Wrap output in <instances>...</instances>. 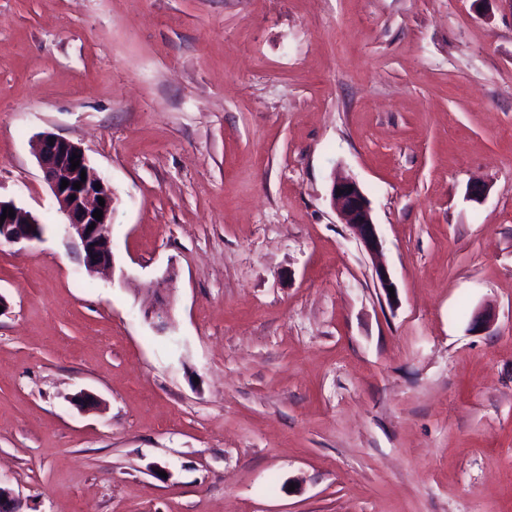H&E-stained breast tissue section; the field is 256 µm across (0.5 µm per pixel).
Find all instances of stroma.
I'll list each match as a JSON object with an SVG mask.
<instances>
[{
	"instance_id": "1",
	"label": "stroma",
	"mask_w": 512,
	"mask_h": 512,
	"mask_svg": "<svg viewBox=\"0 0 512 512\" xmlns=\"http://www.w3.org/2000/svg\"><path fill=\"white\" fill-rule=\"evenodd\" d=\"M40 132L112 186L111 274ZM0 196L44 228L0 245L24 512H512V0H0ZM337 189H340V194H337ZM331 198L343 217L344 224L351 228L365 250L372 255L380 253L382 243L373 220L370 202L358 183L354 180L334 182Z\"/></svg>"
}]
</instances>
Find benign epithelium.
<instances>
[{"instance_id":"1","label":"benign epithelium","mask_w":512,"mask_h":512,"mask_svg":"<svg viewBox=\"0 0 512 512\" xmlns=\"http://www.w3.org/2000/svg\"><path fill=\"white\" fill-rule=\"evenodd\" d=\"M34 154L43 171L60 211L67 218V225L78 236L82 247V264L90 272L112 267L113 254L110 226L113 206L116 200L112 186L92 166L84 149L77 143L45 132L40 134L34 145ZM77 157L80 164L71 168V157ZM86 171V181H81V171ZM68 181L61 188L62 181ZM81 182V188L74 183ZM75 199H70V196ZM105 206H100L98 198ZM333 205L337 206L344 223L347 224L365 250L376 255L382 250V243L372 216L368 198L354 180H341L331 189ZM13 209L14 217L4 219L0 225V244L16 245L39 240L43 227L40 220L30 211L12 199L0 198V216L3 209ZM103 211L102 220L93 217L96 209ZM94 229H88L89 225ZM0 512H22V502L14 493L0 487Z\"/></svg>"}]
</instances>
